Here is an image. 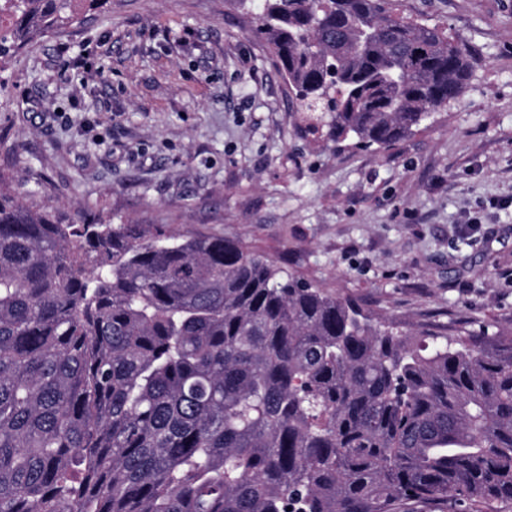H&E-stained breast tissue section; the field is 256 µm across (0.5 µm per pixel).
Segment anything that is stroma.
Segmentation results:
<instances>
[{
	"label": "stroma",
	"mask_w": 512,
	"mask_h": 512,
	"mask_svg": "<svg viewBox=\"0 0 512 512\" xmlns=\"http://www.w3.org/2000/svg\"><path fill=\"white\" fill-rule=\"evenodd\" d=\"M264 0H107L16 52L12 190L71 218L220 234L414 337L512 330V0H399L462 38V97L381 150L306 131Z\"/></svg>",
	"instance_id": "1"
}]
</instances>
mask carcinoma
Here are the masks:
<instances>
[{"label":"carcinoma","instance_id":"1","mask_svg":"<svg viewBox=\"0 0 512 512\" xmlns=\"http://www.w3.org/2000/svg\"><path fill=\"white\" fill-rule=\"evenodd\" d=\"M101 0H0V69ZM308 130L389 147L467 44L397 0H265ZM339 70L335 83L332 71ZM512 503V335L412 347L222 235L65 223L0 171V512H482Z\"/></svg>","mask_w":512,"mask_h":512}]
</instances>
